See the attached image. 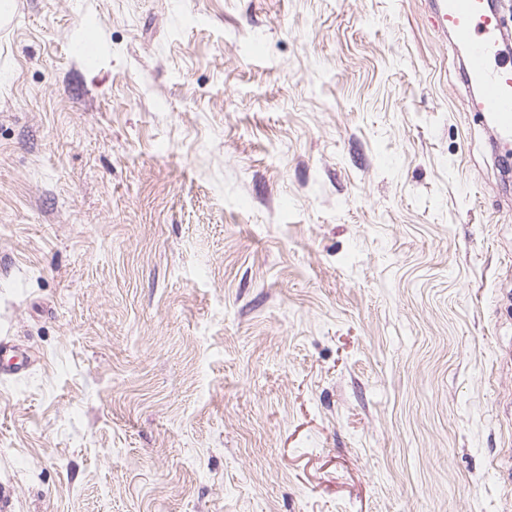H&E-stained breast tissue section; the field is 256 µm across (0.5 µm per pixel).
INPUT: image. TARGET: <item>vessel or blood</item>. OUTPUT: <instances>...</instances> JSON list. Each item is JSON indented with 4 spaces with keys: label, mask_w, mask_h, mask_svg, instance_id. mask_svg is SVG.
Wrapping results in <instances>:
<instances>
[{
    "label": "vessel or blood",
    "mask_w": 512,
    "mask_h": 512,
    "mask_svg": "<svg viewBox=\"0 0 512 512\" xmlns=\"http://www.w3.org/2000/svg\"><path fill=\"white\" fill-rule=\"evenodd\" d=\"M437 32L468 48L463 63L465 84L473 88L471 108L492 118L499 147L512 151V60L500 57L505 19L487 10L484 0H436Z\"/></svg>",
    "instance_id": "vessel-or-blood-1"
}]
</instances>
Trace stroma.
Segmentation results:
<instances>
[{
	"instance_id": "obj_1",
	"label": "stroma",
	"mask_w": 512,
	"mask_h": 512,
	"mask_svg": "<svg viewBox=\"0 0 512 512\" xmlns=\"http://www.w3.org/2000/svg\"><path fill=\"white\" fill-rule=\"evenodd\" d=\"M10 9L12 512H512V173L430 0Z\"/></svg>"
}]
</instances>
